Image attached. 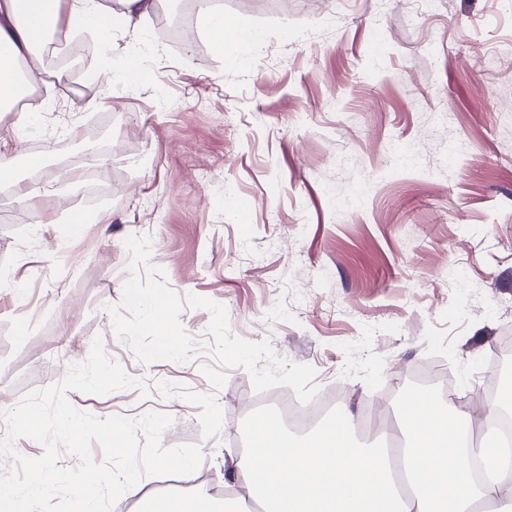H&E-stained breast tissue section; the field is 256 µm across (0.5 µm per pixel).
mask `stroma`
<instances>
[{"instance_id": "stroma-1", "label": "stroma", "mask_w": 512, "mask_h": 512, "mask_svg": "<svg viewBox=\"0 0 512 512\" xmlns=\"http://www.w3.org/2000/svg\"><path fill=\"white\" fill-rule=\"evenodd\" d=\"M141 35L112 25L124 52L106 87L67 46L42 57L34 94L51 93L66 135L16 144L0 112V153L41 192L33 214L0 190V411L60 383L101 339L142 381L106 396L69 392L97 417L173 425L163 447L199 444L186 477H146L115 512L204 490L227 512H251L226 462L249 445V371L215 364L208 310L181 324L204 347L183 363L138 361L109 305L130 277L129 235L152 241L150 264L180 296L224 305L233 335L269 341L342 380L341 405L404 404L398 370L447 362L459 391L491 386L489 357L512 336V0H221L226 21L260 42L216 50L206 12L172 47L153 20ZM65 71L55 82L53 75ZM109 139L91 162L110 168L103 203L67 206L55 173ZM421 144L399 166L389 147Z\"/></svg>"}]
</instances>
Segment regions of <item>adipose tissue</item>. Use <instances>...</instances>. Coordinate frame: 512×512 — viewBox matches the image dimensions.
I'll return each instance as SVG.
<instances>
[{
	"label": "adipose tissue",
	"instance_id": "ef3b65f1",
	"mask_svg": "<svg viewBox=\"0 0 512 512\" xmlns=\"http://www.w3.org/2000/svg\"><path fill=\"white\" fill-rule=\"evenodd\" d=\"M101 36L88 69L100 73L118 52L105 23L102 0H0V112L15 89V66L43 44L45 31L74 29ZM472 421L441 395L415 394L401 408L399 438L412 488L399 495L383 446L360 447L335 426L294 440L261 426L249 430L251 446L230 466L233 479L257 496L265 512H512V463L491 453V435L474 439ZM482 456L489 477L475 480L469 461Z\"/></svg>",
	"mask_w": 512,
	"mask_h": 512
}]
</instances>
